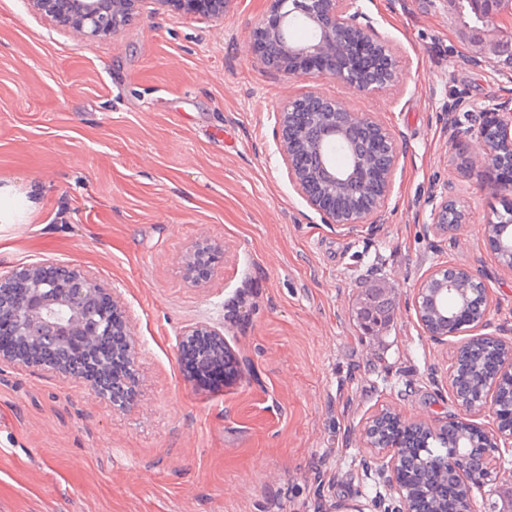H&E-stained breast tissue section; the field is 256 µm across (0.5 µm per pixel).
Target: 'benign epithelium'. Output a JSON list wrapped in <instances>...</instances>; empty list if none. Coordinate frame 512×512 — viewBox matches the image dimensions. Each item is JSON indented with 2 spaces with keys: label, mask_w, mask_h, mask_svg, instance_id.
<instances>
[{
  "label": "benign epithelium",
  "mask_w": 512,
  "mask_h": 512,
  "mask_svg": "<svg viewBox=\"0 0 512 512\" xmlns=\"http://www.w3.org/2000/svg\"><path fill=\"white\" fill-rule=\"evenodd\" d=\"M38 9L51 17L63 19L72 28L95 38L129 17L128 10L143 0H32ZM183 9L219 18L224 0H174ZM475 19L481 23L492 13L512 14L509 0H481L471 3ZM358 0H271L269 14L254 32L259 51L267 64L277 71L327 75L364 92H373L392 83L400 60L390 43L371 28L361 25ZM300 18L313 31L312 40L295 43L288 39L290 21ZM278 152L288 169V176L322 223L356 228L375 223V215L386 207L392 174L398 159L394 136L379 123L348 110L343 103L321 93H308L284 102L277 112ZM495 129L499 138L512 148V114L482 112L466 129L465 136L478 141L484 150L486 176L496 189L512 192L511 184L495 181L494 170L502 155L487 142L486 135ZM331 142L346 146L349 160L338 173L326 163L325 147ZM430 223L441 230H458L466 223V211L457 201L444 195L432 201ZM498 233L489 245L494 263L512 271V223H498L491 218L485 225V237L491 229ZM220 246L212 241L199 243L185 264L192 275L200 259L213 260ZM493 298L487 276L455 266H442L424 280L414 296V307L424 333L436 343L450 337H462L461 346L486 341L505 349L494 374L483 378L478 393L461 392L450 386L460 414L448 419L459 430L456 451L448 456L446 478L457 486L458 496L470 510L473 491L492 482L493 464H488L485 478H471L475 446L471 435L480 436V446L499 448L512 444V433L489 432L472 422V417L497 411V391L501 382L512 380V345L494 334L484 332L490 325ZM7 324L14 337L12 348H0V363H21L45 370L69 374L88 382L92 393L122 408L129 381L113 378L112 366L100 356L112 354L106 339L122 337L121 354L129 369L136 364V346L125 312L110 293L75 265L31 263L0 274V323ZM207 336L217 350H224V338L216 331L197 326L183 333L181 347ZM390 418L413 431L422 428L436 437L442 426L407 422L392 413ZM378 419L364 431L366 444L378 449L382 460L380 475L396 490L402 512H423V501L413 500L411 490L399 474L408 465L400 442L378 443Z\"/></svg>",
  "instance_id": "1"
}]
</instances>
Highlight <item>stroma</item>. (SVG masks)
<instances>
[{"mask_svg":"<svg viewBox=\"0 0 512 512\" xmlns=\"http://www.w3.org/2000/svg\"><path fill=\"white\" fill-rule=\"evenodd\" d=\"M269 0H224L218 19L150 0L85 39L0 0V186L30 205L0 223V272L44 261L116 290L138 350L132 399L115 409L63 373L0 365V512H395L363 431L396 411L441 424L457 341L425 336L411 300L433 270L483 271L489 330L512 342V272L484 226L512 194L484 175L479 144H449L472 114L512 107V64L488 55L448 0H361L364 22L401 61L365 93L331 77L270 69L253 30ZM320 92L388 128L398 144L380 223H321L288 179L276 112ZM455 186L467 221L429 220ZM221 247L207 275L183 271L196 243ZM392 291L366 335L352 307ZM224 337L226 375L196 379L182 333ZM474 512L512 487V447ZM376 284L371 285L369 288L364 290L363 295L365 294L370 300L373 301V308L370 313H365V309L357 314L356 321L360 329L364 332V328L366 326L365 321L370 320L372 323L378 325L377 331L386 325L389 321L393 302L390 297L386 294H383L380 288L374 289Z\"/></svg>","mask_w":512,"mask_h":512,"instance_id":"stroma-1","label":"stroma"}]
</instances>
